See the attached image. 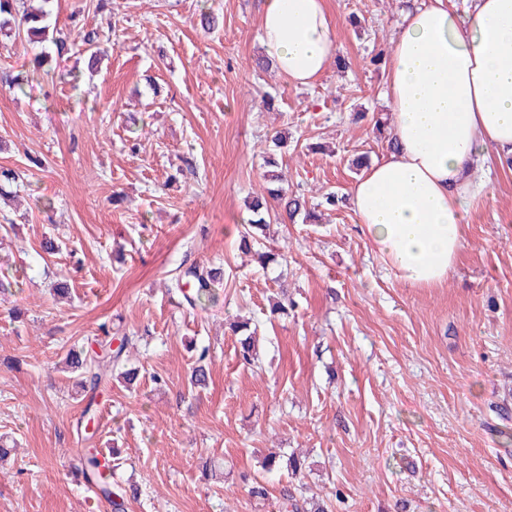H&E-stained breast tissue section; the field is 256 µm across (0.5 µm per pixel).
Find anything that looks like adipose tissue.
I'll use <instances>...</instances> for the list:
<instances>
[{"instance_id":"obj_1","label":"adipose tissue","mask_w":512,"mask_h":512,"mask_svg":"<svg viewBox=\"0 0 512 512\" xmlns=\"http://www.w3.org/2000/svg\"><path fill=\"white\" fill-rule=\"evenodd\" d=\"M260 41L295 85L312 84L338 51L326 0H264ZM393 147L351 185L358 224L404 283L443 284L463 226L488 186L487 151L512 157V0H446L405 10L386 63Z\"/></svg>"}]
</instances>
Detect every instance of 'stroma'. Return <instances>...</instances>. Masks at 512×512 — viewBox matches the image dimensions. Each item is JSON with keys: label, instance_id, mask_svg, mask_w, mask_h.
<instances>
[{"label": "stroma", "instance_id": "obj_1", "mask_svg": "<svg viewBox=\"0 0 512 512\" xmlns=\"http://www.w3.org/2000/svg\"><path fill=\"white\" fill-rule=\"evenodd\" d=\"M414 2L327 0L346 65L307 87L257 66L263 0H50L51 24L98 31L107 55L95 74L77 53L52 60L22 93L8 78L53 47L0 33V170L20 175L0 200L15 226L0 276L19 279L0 300V437L16 444L0 512H111L79 469L91 446L112 449L113 483L138 487L127 512H286L290 495L328 512H512V168L487 156L490 185L433 288L399 280L346 201L352 160L387 149L369 59ZM277 137L290 190L341 202L320 224H271L265 267L237 243ZM194 262L224 275L212 301L176 305L172 279ZM237 320L257 327L258 363ZM103 324L136 336L140 374L113 379L89 417L64 358ZM272 452L301 474L262 470Z\"/></svg>", "mask_w": 512, "mask_h": 512}]
</instances>
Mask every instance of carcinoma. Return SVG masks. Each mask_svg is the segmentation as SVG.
Masks as SVG:
<instances>
[{
	"label": "carcinoma",
	"instance_id": "carcinoma-1",
	"mask_svg": "<svg viewBox=\"0 0 512 512\" xmlns=\"http://www.w3.org/2000/svg\"><path fill=\"white\" fill-rule=\"evenodd\" d=\"M33 0H0V32L6 31L14 40L25 45L40 43L49 37L47 25L48 12L41 6L31 5ZM98 33L89 31L73 38L69 34L52 37L57 55L64 56L79 46L87 57V68L91 71L98 69L101 61L100 52L96 47ZM268 187L266 194L251 198L247 204L250 218L245 222V232L241 243L244 249H249V239L255 232L264 230L276 218L274 206L278 205L292 220L299 212H304L303 221L314 223L318 220L320 207H334L339 199L335 193L324 194L323 200L308 206V201L301 194L288 191L282 186L283 178L280 173L267 175ZM220 279V273L204 265H191L180 271L174 280L175 295L191 307L212 300V287ZM104 336L97 340L102 354L92 355L83 348L79 351L68 352L67 365L75 374V387L84 393L86 399L85 411H90L100 386L112 378L115 371H120V377L132 383L137 378V369H124L128 349L134 345V337L124 335L117 338L109 336L106 326H101ZM118 340L117 347H112V340ZM207 352L199 354L191 371V385L206 386L208 367L206 366ZM81 472L88 483L94 485L99 494L110 504L112 512H126L129 496L127 490L112 484V469L101 464L99 454L88 450L87 455L80 458Z\"/></svg>",
	"mask_w": 512,
	"mask_h": 512
}]
</instances>
